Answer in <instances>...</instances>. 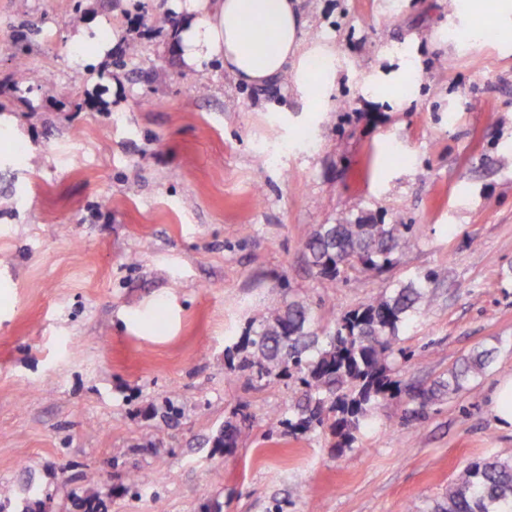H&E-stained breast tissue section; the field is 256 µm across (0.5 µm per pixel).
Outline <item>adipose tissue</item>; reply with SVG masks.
Listing matches in <instances>:
<instances>
[{"label": "adipose tissue", "instance_id": "obj_1", "mask_svg": "<svg viewBox=\"0 0 512 512\" xmlns=\"http://www.w3.org/2000/svg\"><path fill=\"white\" fill-rule=\"evenodd\" d=\"M301 0H170L178 23L170 39L183 65L219 63L237 83L262 86L290 78L298 91L316 83L318 112L336 86V50L308 40Z\"/></svg>", "mask_w": 512, "mask_h": 512}]
</instances>
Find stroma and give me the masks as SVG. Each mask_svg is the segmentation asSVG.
<instances>
[{"instance_id": "obj_1", "label": "stroma", "mask_w": 512, "mask_h": 512, "mask_svg": "<svg viewBox=\"0 0 512 512\" xmlns=\"http://www.w3.org/2000/svg\"><path fill=\"white\" fill-rule=\"evenodd\" d=\"M165 2L0 0L1 508L33 489L45 512H82L93 471L105 512H200L204 489L212 512H408L512 458L492 401L512 377V48L457 39L448 0H302L338 69L308 112L288 82L180 64ZM33 24L21 59L48 79L23 84ZM343 215L414 225V242L328 287L303 244ZM428 270L401 388L349 448L284 434L295 383L225 369L258 311L305 300L327 326ZM481 347L473 390L406 418L404 384ZM237 412L249 432L215 447Z\"/></svg>"}]
</instances>
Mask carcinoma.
<instances>
[{"mask_svg": "<svg viewBox=\"0 0 512 512\" xmlns=\"http://www.w3.org/2000/svg\"><path fill=\"white\" fill-rule=\"evenodd\" d=\"M412 224H376L343 219L319 224L304 242L307 263L332 287L343 269L383 270L410 247ZM437 275L428 272L348 311L319 328L309 304L295 300L262 312L250 321L241 341L226 348L227 369L246 372L256 381L282 378L299 383L292 414L281 418L284 434H306L328 428L338 438L336 450L349 445L367 424L370 413L398 381L392 378L400 359V333L412 318L429 309V289ZM494 361V349L465 356L442 379L412 392L422 410L445 395L468 389ZM247 418L228 420L214 444L234 448ZM83 498L84 512H100L102 500L95 475ZM411 512H512V459L484 457L470 463L442 500L414 505Z\"/></svg>", "mask_w": 512, "mask_h": 512, "instance_id": "cac0c4a2", "label": "carcinoma"}]
</instances>
